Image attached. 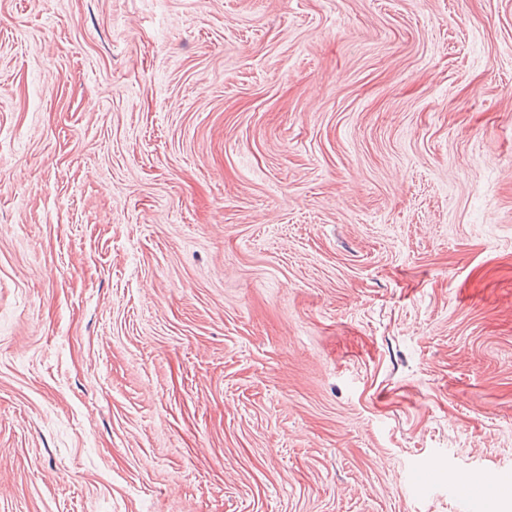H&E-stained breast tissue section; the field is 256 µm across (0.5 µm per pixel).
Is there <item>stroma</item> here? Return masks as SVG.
Segmentation results:
<instances>
[{
  "label": "stroma",
  "mask_w": 512,
  "mask_h": 512,
  "mask_svg": "<svg viewBox=\"0 0 512 512\" xmlns=\"http://www.w3.org/2000/svg\"><path fill=\"white\" fill-rule=\"evenodd\" d=\"M512 512V0H0V512ZM451 490L454 497L457 499L460 512L485 511L484 502L480 498L474 496L467 485L456 484L452 486Z\"/></svg>",
  "instance_id": "35a3bbf8"
}]
</instances>
